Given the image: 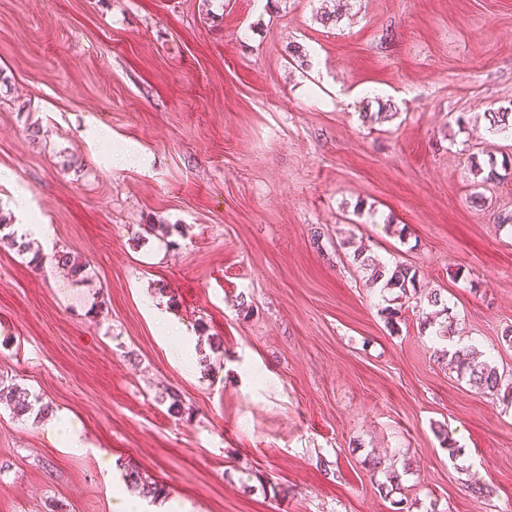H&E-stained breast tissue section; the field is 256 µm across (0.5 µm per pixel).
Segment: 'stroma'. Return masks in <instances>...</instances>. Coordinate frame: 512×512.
<instances>
[{"label": "stroma", "mask_w": 512, "mask_h": 512, "mask_svg": "<svg viewBox=\"0 0 512 512\" xmlns=\"http://www.w3.org/2000/svg\"><path fill=\"white\" fill-rule=\"evenodd\" d=\"M319 7L0 0V389L37 400L0 512L150 507L131 466L189 512H512V400L445 355L512 380V174L471 171L512 159V0ZM361 245L417 272L397 326ZM427 304L428 306H431L433 308L440 307V309L435 310L431 313H427L428 316H426L425 320L423 321V324L421 323V327L423 325L422 331H426L429 327H433L437 323V319L441 315L444 316V321H441L438 327L439 331H435L436 336H450L452 334V324L453 321L450 320L451 316H449V307L445 300L441 297L440 292L432 291L427 296ZM449 319V321L447 320ZM438 333V334H437ZM449 355L451 361L456 364L458 377L465 380L470 387L496 397L500 395L504 388L503 399L506 396L512 398V383L504 385L502 375L494 366H491L486 360H478V355L481 354L476 349H456L451 354L448 353Z\"/></svg>", "instance_id": "1"}]
</instances>
